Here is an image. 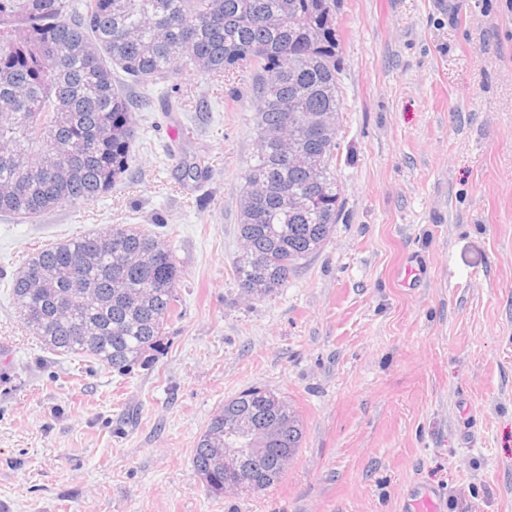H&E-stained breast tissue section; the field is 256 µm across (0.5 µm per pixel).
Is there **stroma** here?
I'll return each instance as SVG.
<instances>
[{
    "mask_svg": "<svg viewBox=\"0 0 512 512\" xmlns=\"http://www.w3.org/2000/svg\"><path fill=\"white\" fill-rule=\"evenodd\" d=\"M336 21L341 210L273 296L233 276L245 69L180 73L181 111H135L111 191L0 214V512H403L417 485L442 512H512V0H339ZM115 224L160 234L182 271L180 315L126 375L45 350L10 288L38 248ZM255 386L299 412L303 444L278 484L212 494L193 450Z\"/></svg>",
    "mask_w": 512,
    "mask_h": 512,
    "instance_id": "stroma-1",
    "label": "stroma"
}]
</instances>
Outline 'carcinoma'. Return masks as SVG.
Listing matches in <instances>:
<instances>
[{
    "label": "carcinoma",
    "mask_w": 512,
    "mask_h": 512,
    "mask_svg": "<svg viewBox=\"0 0 512 512\" xmlns=\"http://www.w3.org/2000/svg\"><path fill=\"white\" fill-rule=\"evenodd\" d=\"M249 68L255 83L232 89L254 100V151L240 191L245 249L234 278L275 294L319 252L337 223L341 192L332 162L336 129L313 136L309 117L340 109L336 0H0V213L41 216L93 200L128 172L132 110L179 70L206 79ZM138 90L132 99L129 88ZM321 156L307 168L288 156ZM309 209L291 211L288 196ZM181 272L164 240L136 224L47 244L12 279L25 327L44 349L87 355L119 373L144 364L181 304ZM41 310L38 323L27 312ZM258 426L260 457L240 465L264 488L304 437L297 411L267 388L224 402L193 449V465L224 493V424Z\"/></svg>",
    "instance_id": "carcinoma-1"
}]
</instances>
